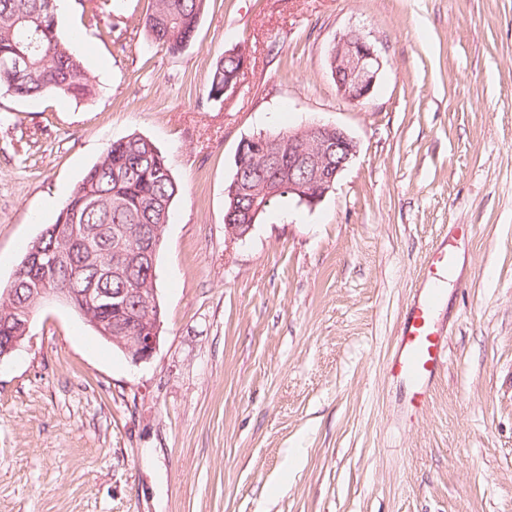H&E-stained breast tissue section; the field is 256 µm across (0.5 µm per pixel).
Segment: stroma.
Segmentation results:
<instances>
[{"label": "stroma", "instance_id": "obj_1", "mask_svg": "<svg viewBox=\"0 0 512 512\" xmlns=\"http://www.w3.org/2000/svg\"><path fill=\"white\" fill-rule=\"evenodd\" d=\"M151 3L95 25L65 0L92 96L0 93V285L113 140L149 138L181 187L150 361L56 301L0 361V512H512V0H211L177 56ZM350 29L383 62L359 105L327 62ZM313 122L358 145L332 191L229 240L239 142ZM438 245L448 361L414 416L386 363ZM229 52L236 53L240 59L234 54H229ZM224 55L218 58L213 65L207 93L208 100L216 101L221 99L227 93L233 92L237 85L238 77L244 64V57L242 53L235 49L225 51ZM224 83L227 84L224 86Z\"/></svg>", "mask_w": 512, "mask_h": 512}]
</instances>
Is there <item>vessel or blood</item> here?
<instances>
[{"label":"vessel or blood","instance_id":"vessel-or-blood-1","mask_svg":"<svg viewBox=\"0 0 512 512\" xmlns=\"http://www.w3.org/2000/svg\"><path fill=\"white\" fill-rule=\"evenodd\" d=\"M453 256L448 250H433L423 270L422 286L408 305L400 337L388 364V372L404 380L412 392L411 410L419 412L431 398L432 380L448 359V338L434 319L443 299L437 286L448 273Z\"/></svg>","mask_w":512,"mask_h":512}]
</instances>
